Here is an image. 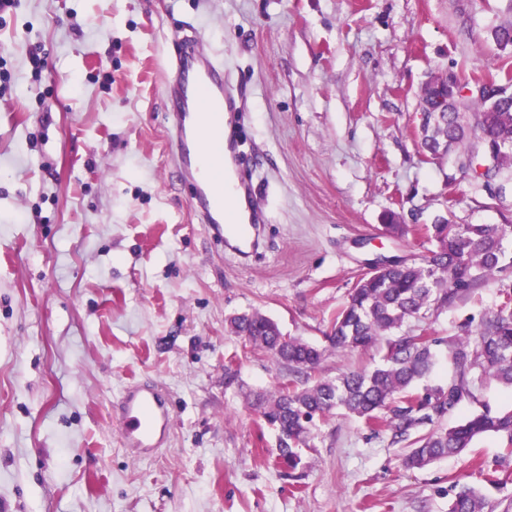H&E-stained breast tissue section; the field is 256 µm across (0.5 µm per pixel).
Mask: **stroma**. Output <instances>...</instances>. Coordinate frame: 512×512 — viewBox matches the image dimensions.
Returning a JSON list of instances; mask_svg holds the SVG:
<instances>
[{"label":"stroma","instance_id":"obj_1","mask_svg":"<svg viewBox=\"0 0 512 512\" xmlns=\"http://www.w3.org/2000/svg\"><path fill=\"white\" fill-rule=\"evenodd\" d=\"M501 27L512 0H17L1 15L0 512H448L459 482L505 512L512 479L479 475L502 466L493 436L408 470L405 447L335 414L286 469L245 395L287 370L227 325L257 311L324 348L319 376L368 368L377 351L325 339L365 259L426 255L443 220L512 224V188L490 199L419 131L432 77L512 87ZM194 28L240 93L228 126L265 215L247 258L199 222L173 161L168 62ZM392 213L403 240L383 232ZM506 290L512 274L405 330L458 335ZM144 379L174 417L134 460L112 403Z\"/></svg>","mask_w":512,"mask_h":512}]
</instances>
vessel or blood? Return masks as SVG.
<instances>
[{
    "label": "vessel or blood",
    "instance_id": "obj_1",
    "mask_svg": "<svg viewBox=\"0 0 512 512\" xmlns=\"http://www.w3.org/2000/svg\"><path fill=\"white\" fill-rule=\"evenodd\" d=\"M200 41V33H193L184 43L183 58L171 69L168 90L180 101L172 115L175 162L182 177L195 188L203 222L217 239L235 244L247 256L258 246L262 210L252 207L248 216L242 217L228 207L229 199L251 194L242 176H224L232 152L224 139V114L235 107L236 96L224 82L223 65L201 52ZM114 412L121 443L131 458H142L163 447L170 437L173 407L160 386L126 387Z\"/></svg>",
    "mask_w": 512,
    "mask_h": 512
}]
</instances>
